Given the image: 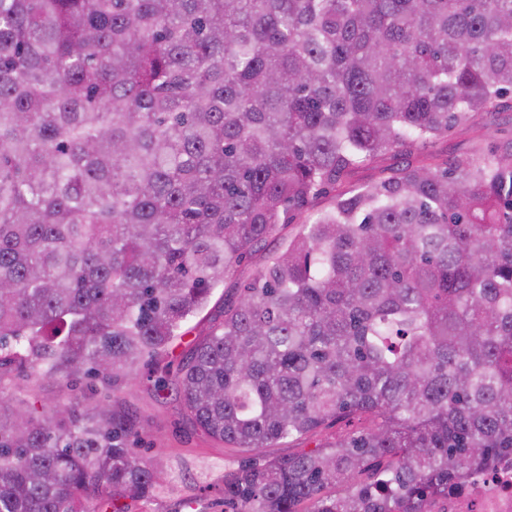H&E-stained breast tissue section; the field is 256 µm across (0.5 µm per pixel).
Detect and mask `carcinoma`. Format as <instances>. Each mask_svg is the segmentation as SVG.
Wrapping results in <instances>:
<instances>
[{
	"instance_id": "obj_1",
	"label": "carcinoma",
	"mask_w": 512,
	"mask_h": 512,
	"mask_svg": "<svg viewBox=\"0 0 512 512\" xmlns=\"http://www.w3.org/2000/svg\"><path fill=\"white\" fill-rule=\"evenodd\" d=\"M509 94L512 0H0V385L137 378L259 254L154 395L243 454L372 426L224 508L424 512L512 453V153L351 173ZM119 403L0 397V512L150 498Z\"/></svg>"
}]
</instances>
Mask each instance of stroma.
<instances>
[{
    "mask_svg": "<svg viewBox=\"0 0 512 512\" xmlns=\"http://www.w3.org/2000/svg\"><path fill=\"white\" fill-rule=\"evenodd\" d=\"M491 145L499 146L504 154L512 151L510 100H503L496 112L479 114L470 124L453 128L447 137L419 147L418 152L456 159L482 154ZM8 392L48 410L75 400L82 389L24 372L9 382ZM116 395L137 420L139 436L130 443L132 452L157 463L161 475V485L152 497L130 502L129 512H224V475L237 467L238 449L224 447L196 431L183 417L178 396L155 401L147 379L114 388L99 386L96 400L108 406Z\"/></svg>",
    "mask_w": 512,
    "mask_h": 512,
    "instance_id": "stroma-1",
    "label": "stroma"
}]
</instances>
